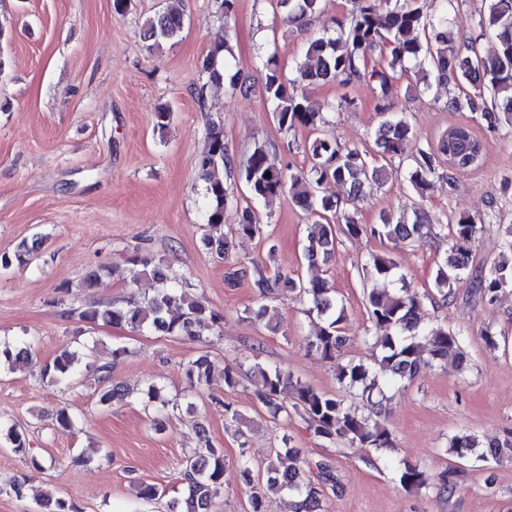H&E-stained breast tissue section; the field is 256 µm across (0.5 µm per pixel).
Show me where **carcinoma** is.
<instances>
[{
  "label": "carcinoma",
  "instance_id": "carcinoma-1",
  "mask_svg": "<svg viewBox=\"0 0 512 512\" xmlns=\"http://www.w3.org/2000/svg\"><path fill=\"white\" fill-rule=\"evenodd\" d=\"M180 0L168 3L144 23L145 39L158 48L175 42L181 36L185 17ZM376 0H351L348 16L333 20L336 34L310 38L306 42L305 62L295 64L288 77L280 69L275 56L263 62L265 80L263 92L273 105L274 116L281 131L308 129L313 137L305 151L311 161L307 171L293 172L275 164L266 145L256 144L246 161L238 163L224 145V129L214 125L209 129L208 147L199 159L208 206L205 213L209 232L204 234L205 246L219 255L228 256L231 241L218 233L229 209H235L236 233L242 236L263 234L264 225L255 210L246 206L234 207V187L242 184L252 202L267 200L284 192L292 194L295 203L309 216L304 255L311 263L325 262L335 251L338 233L350 237L361 235L386 239L394 245H413L427 237L451 229L448 253L437 265L434 289L442 300H448L453 283L468 269L470 245L479 231L481 219L460 212L452 225L432 224L428 213L416 209L412 215H383L378 224H360L351 215L372 189L382 186L388 176L385 162L408 160L407 180L417 191L430 185L438 173L442 156L453 150L460 155L448 172L468 169L466 153L470 140L451 145L446 140L427 145L415 156L407 154L411 127L403 114L382 111V120L375 132L377 152L348 147L326 130L324 110L333 108L312 98L310 88L335 84L345 87L365 78L378 82L381 97L389 96L397 73L413 64L418 67L424 89L432 84L453 83L461 96L448 100V108L480 111L492 124L512 127V0H485L487 7L480 14L479 37L493 42V51L480 55L474 48L461 51L455 45L454 32L448 26V15L459 7V0H440L442 17L431 21L424 16L419 0H394L384 11L375 6ZM289 24L297 29L322 8V0H276ZM232 47L224 40L215 44L203 61L211 81L224 80V60ZM270 176H265V173ZM349 186L346 199H332L323 194L327 182ZM32 248L20 243L13 253L0 254V267L24 265ZM142 269L131 271L133 279L150 274L157 283L154 294L143 299H130L121 306L92 305L79 312L80 319L90 323L126 326L138 332H157L171 336H194L195 328L213 325L221 317L203 304L189 298L176 285L177 276L167 268L140 261ZM367 269L387 284L365 293L366 310L371 326L384 327L386 336L380 340L382 354L375 360L378 369L363 361L350 360L336 364L339 383L360 386L369 393L379 388L376 373L389 381L410 383L421 368L434 362L453 358L465 364L461 333L446 326L425 321L420 303L397 274L398 265L387 253L373 254ZM256 286L261 298L270 301L279 292L297 289L299 297L310 304L308 313L316 314L309 335L308 347L322 358L336 360L348 338L341 335L339 325L344 306L335 290L321 280L297 281L288 274L276 271L270 276L257 272ZM512 286V237L502 244L497 263L473 280V288L482 299L494 301L498 293ZM30 346L22 341L0 343V365L10 368L28 357ZM211 363L205 356L188 362V378L200 385L207 381ZM75 371L73 355L63 352L54 358L45 375L50 382L60 383ZM104 384L99 402L103 405L127 395L120 383L112 380L108 367L101 368ZM252 374L261 382L258 401L277 411L282 390L294 388L292 410L303 417L314 436L330 443L345 441L354 448H391V433L384 424L371 417L352 413L335 394L320 392L299 381L292 382L290 373L277 367L256 363ZM448 452L462 459L476 455L477 460L490 463L512 458V436L487 443L471 435H455L449 441ZM240 475L249 489L251 512H265L267 492H288L297 498L298 512H316L319 492L302 478L298 470L288 471L289 478H280V470L269 465L262 481L253 478L250 460L242 459ZM426 472L419 464H403L399 482L406 490L427 484ZM186 493L185 512H210L212 502L224 486V456L211 447L189 457L181 473Z\"/></svg>",
  "mask_w": 512,
  "mask_h": 512
}]
</instances>
